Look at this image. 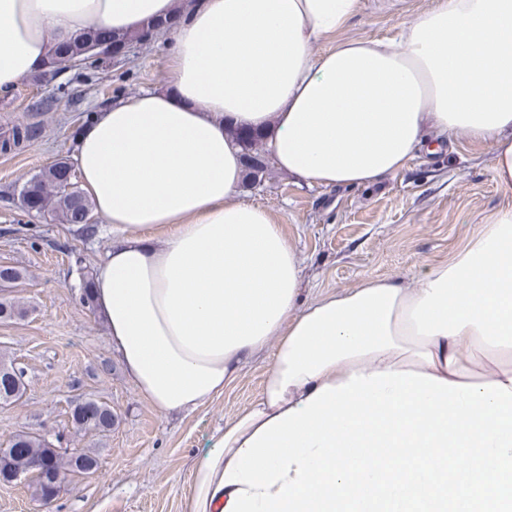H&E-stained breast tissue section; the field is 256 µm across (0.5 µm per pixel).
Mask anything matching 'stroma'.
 Instances as JSON below:
<instances>
[{
  "instance_id": "obj_1",
  "label": "stroma",
  "mask_w": 512,
  "mask_h": 512,
  "mask_svg": "<svg viewBox=\"0 0 512 512\" xmlns=\"http://www.w3.org/2000/svg\"><path fill=\"white\" fill-rule=\"evenodd\" d=\"M435 4L360 0L336 37L397 36ZM168 42L161 34L132 46L120 61L65 65L52 82L28 77L0 95V135L16 123L36 129L25 151L0 153V265L27 269L13 293L29 309L24 318L0 321V353L25 369L28 382L20 407L0 409V441L21 431L60 433L69 447L91 449L98 459L97 472L73 479L51 512H183L192 468L216 429L258 398L272 363L269 350L253 358L221 397L192 414L157 413L126 377L102 319L79 303L74 258L95 268L107 237H79L72 226L21 207L26 181L72 157L87 115L144 88L166 89ZM491 162L489 145L461 136L372 185L320 189L274 169L261 185L242 188L241 198L270 210L303 256L302 299L311 302L371 279L408 283L448 259L500 210L512 208V188L497 183ZM79 396L111 406L118 424L108 436L72 429L70 402Z\"/></svg>"
}]
</instances>
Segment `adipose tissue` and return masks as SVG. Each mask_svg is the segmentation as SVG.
<instances>
[{"instance_id": "1", "label": "adipose tissue", "mask_w": 512, "mask_h": 512, "mask_svg": "<svg viewBox=\"0 0 512 512\" xmlns=\"http://www.w3.org/2000/svg\"><path fill=\"white\" fill-rule=\"evenodd\" d=\"M359 0H0V95L93 26L177 19L168 88L104 105L80 131L82 188L109 237L92 296L125 374L159 413L221 396L274 357L260 396L196 462L184 512H224L220 481L272 418L351 374L412 370L512 390V208L406 285L371 280L303 303V259L265 208L238 200L234 128L312 186L402 171L429 137L488 144L512 188V0H438L395 41L312 47Z\"/></svg>"}]
</instances>
